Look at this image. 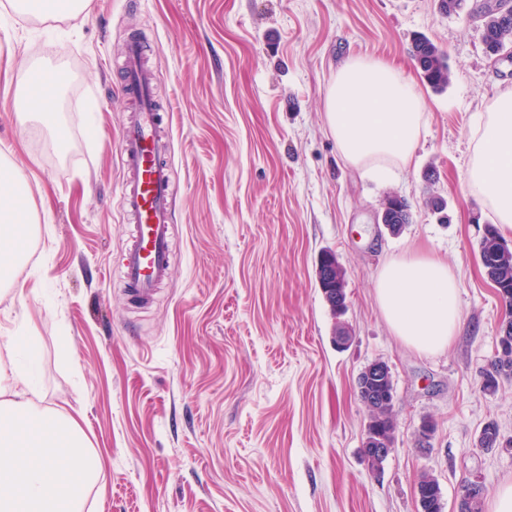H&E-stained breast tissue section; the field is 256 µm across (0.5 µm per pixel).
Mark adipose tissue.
Masks as SVG:
<instances>
[{"label":"adipose tissue","instance_id":"ef3b65f1","mask_svg":"<svg viewBox=\"0 0 512 512\" xmlns=\"http://www.w3.org/2000/svg\"><path fill=\"white\" fill-rule=\"evenodd\" d=\"M22 18L59 21L88 12L91 0H7ZM25 118L53 135L58 78L41 65L20 78ZM328 129L342 159L379 179L409 166L425 130L420 94L388 62L350 56L337 70L323 103ZM502 232H512V90L495 95L479 114L465 172ZM38 217L27 179L0 153V289L10 290ZM377 304L394 336L421 353L447 349L461 324L455 275L442 257L420 250L387 260L374 282ZM14 337L0 338V512H84L102 460L73 416L39 407L40 360L16 366Z\"/></svg>","mask_w":512,"mask_h":512}]
</instances>
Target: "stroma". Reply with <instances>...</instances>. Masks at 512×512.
I'll use <instances>...</instances> for the list:
<instances>
[{
    "mask_svg": "<svg viewBox=\"0 0 512 512\" xmlns=\"http://www.w3.org/2000/svg\"><path fill=\"white\" fill-rule=\"evenodd\" d=\"M418 33L447 53L444 91L417 73ZM133 35L159 75L175 189L171 274L148 304L118 273ZM353 55L391 62L423 100L415 159L385 183L348 166L325 124L326 90ZM36 61L63 80L68 138L54 157L41 125L16 115L12 79ZM507 88L512 63L488 57L478 23L438 0H92L66 22L0 13V148L39 216L18 284L0 295V336L38 324L15 360L39 354L45 403L75 416L102 458L88 512H418L425 472L455 512L465 481L490 495L512 481V452L477 445L491 421L512 440V380L482 388L502 306L478 257L492 217L465 182L472 127ZM389 195L411 205L396 236L377 221ZM431 195L448 220L425 206ZM325 249L346 273L344 350L316 283ZM411 249L455 273L462 323L442 353L403 345L374 298L385 259ZM376 360L393 377L397 424L377 474L355 389Z\"/></svg>",
    "mask_w": 512,
    "mask_h": 512,
    "instance_id": "stroma-1",
    "label": "stroma"
}]
</instances>
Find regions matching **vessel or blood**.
<instances>
[{
  "label": "vessel or blood",
  "mask_w": 512,
  "mask_h": 512,
  "mask_svg": "<svg viewBox=\"0 0 512 512\" xmlns=\"http://www.w3.org/2000/svg\"><path fill=\"white\" fill-rule=\"evenodd\" d=\"M123 69V89L137 98L139 110L124 129L121 150L120 201L132 223L121 275L135 296L146 299L168 278L170 270L173 189L163 161L169 143L158 131L162 117L152 103L158 75L144 65L137 42L129 43Z\"/></svg>",
  "instance_id": "obj_1"
}]
</instances>
